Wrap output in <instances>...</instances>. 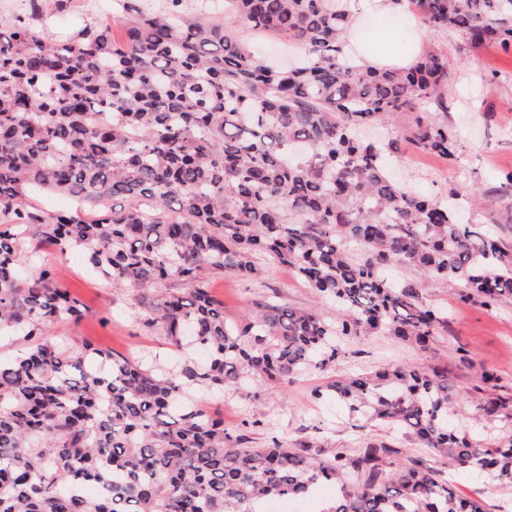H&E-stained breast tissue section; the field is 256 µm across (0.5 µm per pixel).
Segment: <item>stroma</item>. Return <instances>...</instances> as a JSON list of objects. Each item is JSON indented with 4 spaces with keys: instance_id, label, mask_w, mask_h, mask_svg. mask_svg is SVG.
Returning <instances> with one entry per match:
<instances>
[{
    "instance_id": "1",
    "label": "stroma",
    "mask_w": 512,
    "mask_h": 512,
    "mask_svg": "<svg viewBox=\"0 0 512 512\" xmlns=\"http://www.w3.org/2000/svg\"><path fill=\"white\" fill-rule=\"evenodd\" d=\"M89 10L80 18L51 14L45 31L53 38L64 39L87 24L108 22L119 26L111 8L100 0H90ZM402 48L424 39L426 47L438 49L448 61V125L459 146L457 160L448 161L429 154L405 140L403 134L413 115H396L388 126L368 127L369 137L398 142L397 152L388 155L387 168L400 184L431 195L450 196L461 185L478 184L479 202L465 207L471 223L512 200V52L489 46L469 52L461 39L449 31L420 28L415 14L389 19ZM56 277L82 303L85 312L74 324L59 323L51 334L71 337L75 344L91 343L135 359L150 351L167 359L171 347L160 336L140 331L134 320L138 294L133 290H115L98 280L78 250L47 254ZM210 293L223 303L224 317L242 320L255 303L276 301L294 307L316 304V298L290 268H280L270 276L264 288L249 287L238 277L216 275L209 281ZM459 287L450 281L428 284L425 300L445 312L447 321L440 328L432 351H420L413 343L385 334L363 336L348 343L346 354L336 364L340 374L372 371L387 366H417L447 370L456 392V411L448 417L449 427L464 424L475 411L468 389L483 370H494L502 394L512 393V303L486 308L466 303L458 296ZM326 374L312 371L288 385L269 387L263 380L251 382L248 392L227 393L211 399V409L224 415V426L237 432L244 420L259 419L263 426L255 434L257 442L276 436L291 440L297 429L306 428L323 448H356L363 438L376 439L383 432L368 427L358 433L350 427L345 403L328 400L316 404L311 389L324 383ZM451 482L459 496L482 500L488 512L512 503V487L487 486L466 469L451 472Z\"/></svg>"
}]
</instances>
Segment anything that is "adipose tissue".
<instances>
[{
    "mask_svg": "<svg viewBox=\"0 0 512 512\" xmlns=\"http://www.w3.org/2000/svg\"><path fill=\"white\" fill-rule=\"evenodd\" d=\"M349 13L351 27H358L360 21L368 15L381 18L382 26L376 30L373 46L366 47L349 40L346 50L376 68H399L411 63L412 58L394 51L391 29L386 26L387 18L403 15L413 8L412 0H344Z\"/></svg>",
    "mask_w": 512,
    "mask_h": 512,
    "instance_id": "adipose-tissue-1",
    "label": "adipose tissue"
}]
</instances>
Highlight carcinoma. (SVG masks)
Listing matches in <instances>:
<instances>
[{"mask_svg":"<svg viewBox=\"0 0 512 512\" xmlns=\"http://www.w3.org/2000/svg\"><path fill=\"white\" fill-rule=\"evenodd\" d=\"M64 2L29 0L27 19L0 21V331L29 343L0 358V512H260L319 483L336 487L319 512H487L454 492L447 468L512 486V435L486 444L448 429L445 369L396 366L311 392L348 404L353 428L403 431L415 454L390 438L328 454L305 436L256 445L262 421L231 434L208 406L257 378L278 387L334 370L342 338L382 333L431 349L445 317L423 300L429 281H452L484 307L512 301V246L461 222L450 199L392 180L395 142L363 134L413 112L407 140L457 159L445 58L359 63L344 52L348 14L333 0H225L233 23L302 50L291 68L260 60L224 20L185 14L183 0L157 11L113 0L119 40L109 23L62 40L38 33L43 8ZM413 2L425 25L470 49L512 50V0ZM30 187L96 215L46 212ZM484 223L511 224L512 205ZM72 248L113 289L183 285L139 300V324L166 337L172 359L49 339L82 305L41 252ZM259 255L292 268L337 319L262 304L226 322L209 277L258 281ZM392 265L419 278L392 280ZM496 388L486 371L468 392L484 422L512 426V397Z\"/></svg>","mask_w":512,"mask_h":512,"instance_id":"1","label":"carcinoma"}]
</instances>
